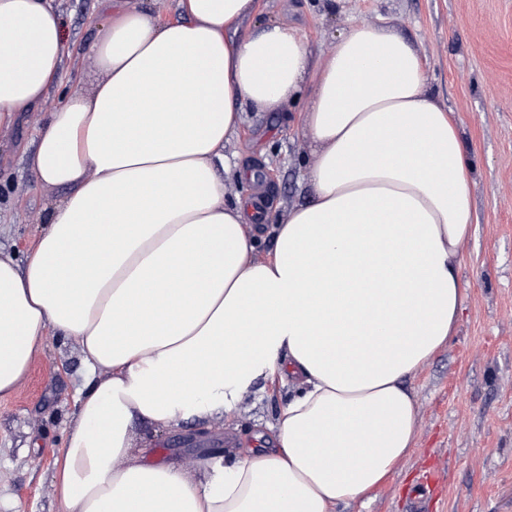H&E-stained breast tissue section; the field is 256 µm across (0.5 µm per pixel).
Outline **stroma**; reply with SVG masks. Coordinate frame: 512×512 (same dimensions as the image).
<instances>
[{
	"label": "stroma",
	"mask_w": 512,
	"mask_h": 512,
	"mask_svg": "<svg viewBox=\"0 0 512 512\" xmlns=\"http://www.w3.org/2000/svg\"><path fill=\"white\" fill-rule=\"evenodd\" d=\"M80 58L66 62L62 87L38 108L0 127V251L23 257L61 189L42 185L21 157L62 90L90 88L97 74L86 51L105 23L100 0H54ZM384 17L424 57L433 92L458 122L474 166V224L459 276L466 290L455 336L406 384L417 405L413 448L369 499L343 512H409L419 476L434 472L427 512H512V0H257L243 33L285 21L313 52L327 50L356 21ZM293 107L248 112L225 147L259 182L230 183L229 194H259V255L288 208L309 201L301 179L303 143ZM85 383L81 355L50 338L9 398L0 399V512H57L55 458ZM287 389L267 383L246 394L234 415L189 422L158 434L150 461L191 469L197 453L221 458L240 435L271 434Z\"/></svg>",
	"instance_id": "35a3bbf8"
}]
</instances>
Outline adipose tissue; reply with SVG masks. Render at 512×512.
<instances>
[{
  "mask_svg": "<svg viewBox=\"0 0 512 512\" xmlns=\"http://www.w3.org/2000/svg\"><path fill=\"white\" fill-rule=\"evenodd\" d=\"M99 77L49 112L29 166L62 189L23 259L0 254V399L48 337L91 378L56 460L58 512H336L414 442L406 379L454 335L473 167L401 35L351 24L325 54L285 22L244 35L256 0H176L177 20L101 0ZM71 51L48 0H0V124L60 83ZM305 106L309 203L257 254L228 199L245 108ZM290 383L268 447L192 470L146 462L139 432L237 410Z\"/></svg>",
  "mask_w": 512,
  "mask_h": 512,
  "instance_id": "1",
  "label": "adipose tissue"
}]
</instances>
